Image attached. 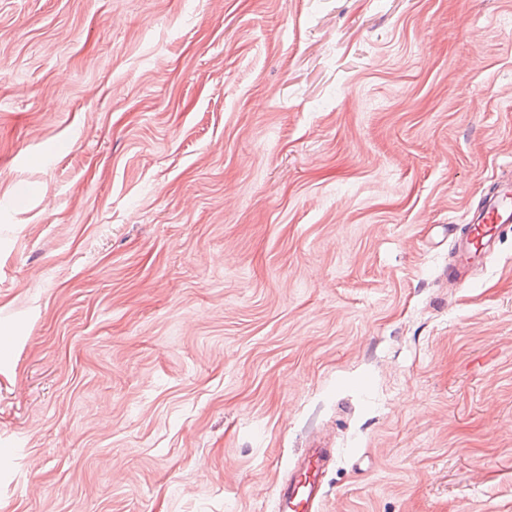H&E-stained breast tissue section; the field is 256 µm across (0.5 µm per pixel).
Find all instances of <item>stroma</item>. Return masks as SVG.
Wrapping results in <instances>:
<instances>
[{
	"mask_svg": "<svg viewBox=\"0 0 512 512\" xmlns=\"http://www.w3.org/2000/svg\"><path fill=\"white\" fill-rule=\"evenodd\" d=\"M512 0H0V512H512ZM512 224V179L494 182L484 201L469 215L465 225H448L452 238V261L444 277L452 286L462 288L470 274L482 266L496 248L499 230ZM334 458L335 448L322 444L306 448L288 480L276 489L278 512H318L325 494L324 476Z\"/></svg>",
	"mask_w": 512,
	"mask_h": 512,
	"instance_id": "1",
	"label": "stroma"
}]
</instances>
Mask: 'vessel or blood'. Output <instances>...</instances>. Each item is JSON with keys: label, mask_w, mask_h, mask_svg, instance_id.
Instances as JSON below:
<instances>
[{"label": "vessel or blood", "mask_w": 512, "mask_h": 512, "mask_svg": "<svg viewBox=\"0 0 512 512\" xmlns=\"http://www.w3.org/2000/svg\"><path fill=\"white\" fill-rule=\"evenodd\" d=\"M512 224V179L494 182L467 224H452V260L445 270L449 284L464 287L470 274L496 248L499 230ZM335 458L334 449L316 444L305 449L288 480L276 489L278 512H318L325 494L324 476Z\"/></svg>", "instance_id": "b4317fda"}]
</instances>
